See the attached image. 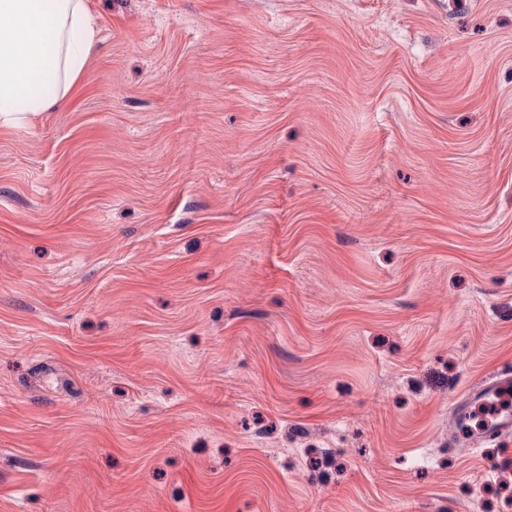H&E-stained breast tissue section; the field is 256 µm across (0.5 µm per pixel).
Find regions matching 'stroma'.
<instances>
[{
  "label": "stroma",
  "mask_w": 512,
  "mask_h": 512,
  "mask_svg": "<svg viewBox=\"0 0 512 512\" xmlns=\"http://www.w3.org/2000/svg\"><path fill=\"white\" fill-rule=\"evenodd\" d=\"M0 128V512H512V0H87ZM512 388V371L510 368H501L495 371L493 378L483 384L477 391L469 389L465 396L457 402V411L454 426L448 431V441L455 442L458 438L457 425L466 417L469 408L486 402L502 391ZM512 407V391L503 392L497 399L487 405L479 406L471 411L461 424L465 434L476 433L493 420L500 412Z\"/></svg>",
  "instance_id": "stroma-1"
}]
</instances>
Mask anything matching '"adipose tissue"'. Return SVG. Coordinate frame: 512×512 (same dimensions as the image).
<instances>
[{"label": "adipose tissue", "mask_w": 512, "mask_h": 512, "mask_svg": "<svg viewBox=\"0 0 512 512\" xmlns=\"http://www.w3.org/2000/svg\"><path fill=\"white\" fill-rule=\"evenodd\" d=\"M97 34L85 0H0V127L65 104Z\"/></svg>", "instance_id": "obj_1"}]
</instances>
